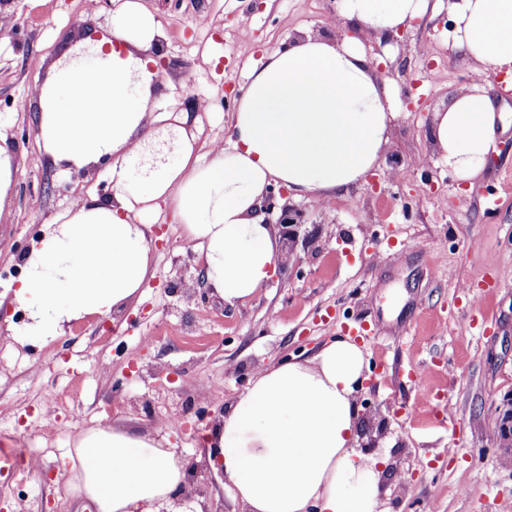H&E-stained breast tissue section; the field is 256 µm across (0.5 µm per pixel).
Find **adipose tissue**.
<instances>
[{"label": "adipose tissue", "mask_w": 512, "mask_h": 512, "mask_svg": "<svg viewBox=\"0 0 512 512\" xmlns=\"http://www.w3.org/2000/svg\"><path fill=\"white\" fill-rule=\"evenodd\" d=\"M112 42L102 66L56 70L41 90L39 131L56 164L89 167L111 157L112 198L77 201L48 223L24 258L13 301L27 314L17 334L50 342L73 321L119 312L150 269L146 215L171 205L187 243L204 258L224 302L254 298L287 259L261 210L271 183L319 201L364 182L379 166L396 114L395 92L363 41L447 13L448 48L486 72L512 70V0H336V39L306 35L251 71L233 115L231 146L196 151L173 126L177 162L142 164L152 137L164 38L141 0H113ZM72 96L56 102L59 90ZM503 115L490 88L460 87L435 114L437 153L462 182L485 177ZM361 347L326 342L311 358L258 369L211 431L206 456L246 512H379L380 471L354 452ZM59 475L95 512H167L189 471L165 436L101 425L81 431Z\"/></svg>", "instance_id": "1"}]
</instances>
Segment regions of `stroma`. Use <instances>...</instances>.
Segmentation results:
<instances>
[{
  "label": "stroma",
  "mask_w": 512,
  "mask_h": 512,
  "mask_svg": "<svg viewBox=\"0 0 512 512\" xmlns=\"http://www.w3.org/2000/svg\"><path fill=\"white\" fill-rule=\"evenodd\" d=\"M177 63L153 110L168 127L186 95L201 152L226 143L249 62L309 32L338 36L336 0H143ZM447 14L364 49L382 59L400 110L385 159L363 184L313 203L271 184L263 213L301 212L294 255L261 293L228 305L190 291L202 268L172 209L151 228L152 262L140 296L114 317L88 316L50 342L18 344L26 314L12 302L23 249L79 198H111L107 163H52L38 137L36 88L52 70L98 67L112 31L105 0H10L0 8V133L13 154L0 219V446H30L41 469L0 495V512H82L58 480L75 434L98 424L143 434L171 422L169 443L201 491L189 512H242L224 476L203 461L209 431L253 373L312 356L341 326L379 323L366 346L355 401L358 453L383 458L384 512H512V79L475 70L448 50ZM194 81L181 82L184 72ZM468 84L492 85L506 130L483 183L467 190L435 157L437 110ZM26 109H18V102ZM497 193L495 211L483 200ZM483 328L469 325L472 312ZM422 367L426 377L414 379Z\"/></svg>",
  "instance_id": "stroma-1"
}]
</instances>
